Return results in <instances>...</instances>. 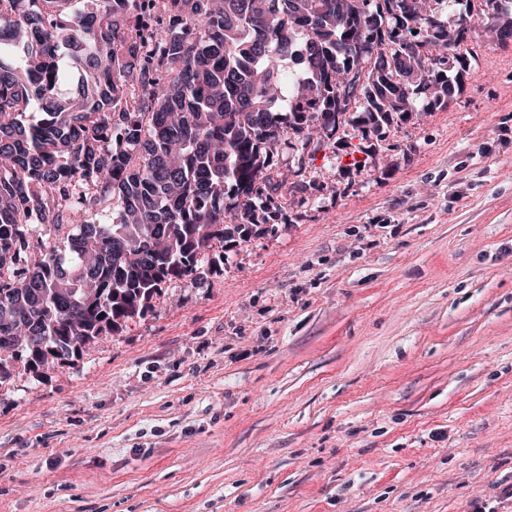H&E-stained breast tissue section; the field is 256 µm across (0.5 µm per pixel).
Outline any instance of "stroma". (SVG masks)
I'll return each instance as SVG.
<instances>
[{"instance_id":"35a3bbf8","label":"stroma","mask_w":512,"mask_h":512,"mask_svg":"<svg viewBox=\"0 0 512 512\" xmlns=\"http://www.w3.org/2000/svg\"><path fill=\"white\" fill-rule=\"evenodd\" d=\"M282 218L0 383V512H464L512 479V46Z\"/></svg>"}]
</instances>
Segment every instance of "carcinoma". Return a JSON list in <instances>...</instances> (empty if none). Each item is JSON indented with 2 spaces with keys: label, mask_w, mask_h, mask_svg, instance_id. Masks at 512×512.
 Returning a JSON list of instances; mask_svg holds the SVG:
<instances>
[{
  "label": "carcinoma",
  "mask_w": 512,
  "mask_h": 512,
  "mask_svg": "<svg viewBox=\"0 0 512 512\" xmlns=\"http://www.w3.org/2000/svg\"><path fill=\"white\" fill-rule=\"evenodd\" d=\"M0 358L80 356L144 314L163 285L277 218L280 149L305 159L344 126L362 136L445 107L448 72L512 11L484 0H0ZM289 58L301 75L287 77ZM152 238L158 249L145 252Z\"/></svg>",
  "instance_id": "1"
}]
</instances>
